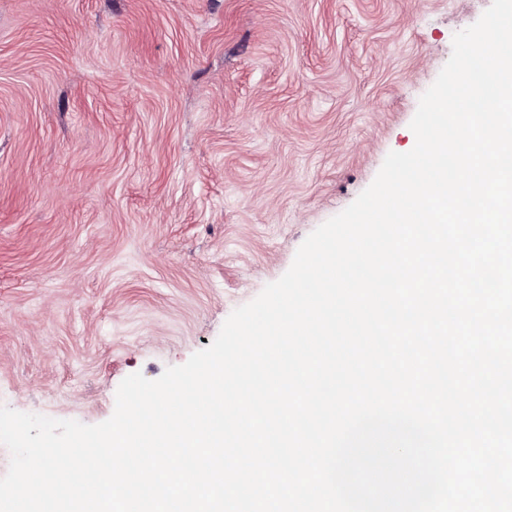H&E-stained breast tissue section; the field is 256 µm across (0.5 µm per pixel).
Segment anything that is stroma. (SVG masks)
I'll return each mask as SVG.
<instances>
[{
    "label": "stroma",
    "mask_w": 512,
    "mask_h": 512,
    "mask_svg": "<svg viewBox=\"0 0 512 512\" xmlns=\"http://www.w3.org/2000/svg\"><path fill=\"white\" fill-rule=\"evenodd\" d=\"M492 0H0V405L95 425L347 208Z\"/></svg>",
    "instance_id": "35a3bbf8"
}]
</instances>
